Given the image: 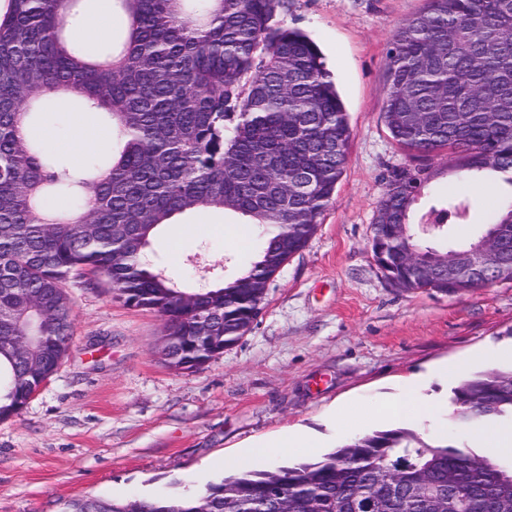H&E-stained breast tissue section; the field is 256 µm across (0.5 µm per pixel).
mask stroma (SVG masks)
<instances>
[{"label":"stroma","mask_w":512,"mask_h":512,"mask_svg":"<svg viewBox=\"0 0 512 512\" xmlns=\"http://www.w3.org/2000/svg\"><path fill=\"white\" fill-rule=\"evenodd\" d=\"M426 0H287L276 24L297 28L320 48L344 101L351 130L336 194L307 246L270 281L261 312L235 345L191 370L162 358L163 323L128 306L106 278L71 279L73 336L57 371L18 415L0 420V512H63L78 497H180L224 477V458L245 444L300 426L320 446L307 463L354 438L330 412L362 405L418 380L424 398L444 397L454 381L431 377L444 362L482 372L474 355L512 345V283L462 296L404 292L384 279L371 252L372 225L385 179L414 165L413 152L383 121L388 42ZM106 126L103 114L57 100L36 124L55 159L77 117ZM411 223L454 185L447 154L431 161ZM508 190L482 178L469 191L471 217L454 239L474 237ZM240 215L196 210L161 226L148 248L153 263L193 288L234 277L245 257L234 244Z\"/></svg>","instance_id":"stroma-1"}]
</instances>
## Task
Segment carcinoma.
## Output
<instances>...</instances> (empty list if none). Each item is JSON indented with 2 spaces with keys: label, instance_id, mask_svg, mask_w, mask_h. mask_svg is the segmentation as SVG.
I'll use <instances>...</instances> for the list:
<instances>
[{
  "label": "carcinoma",
  "instance_id": "carcinoma-1",
  "mask_svg": "<svg viewBox=\"0 0 512 512\" xmlns=\"http://www.w3.org/2000/svg\"><path fill=\"white\" fill-rule=\"evenodd\" d=\"M72 0H7L0 13V419L17 414L58 369L74 328L65 289L91 269L130 306L164 322L168 363L202 365L213 343L251 329L263 291L314 235L344 172L351 131L313 41L274 23L285 0H112L126 16L120 48L71 43ZM71 92L120 141L87 172L46 160L31 107ZM384 119L424 163L394 169L372 225L386 281L454 297L512 282V196L485 224L508 263L475 267L483 234L469 220L468 178L512 186V0H427L392 36ZM456 186L408 222L434 153ZM230 210L264 229L257 259L221 286L184 288L143 259L162 225L191 210ZM54 324L38 366L20 354L39 316ZM463 425L512 417V367L453 388ZM65 512H512V468L426 441L412 428L356 437L316 463L229 474L179 498L87 497Z\"/></svg>",
  "mask_w": 512,
  "mask_h": 512
}]
</instances>
